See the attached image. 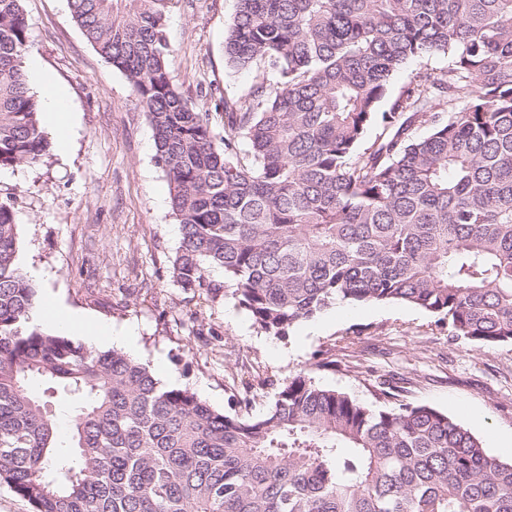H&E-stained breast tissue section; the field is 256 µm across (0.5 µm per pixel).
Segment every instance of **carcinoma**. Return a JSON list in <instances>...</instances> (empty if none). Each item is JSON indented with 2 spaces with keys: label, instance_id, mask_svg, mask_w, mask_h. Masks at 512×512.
<instances>
[{
  "label": "carcinoma",
  "instance_id": "obj_1",
  "mask_svg": "<svg viewBox=\"0 0 512 512\" xmlns=\"http://www.w3.org/2000/svg\"><path fill=\"white\" fill-rule=\"evenodd\" d=\"M174 4L68 0L153 130L181 230L174 282L215 298L223 270L278 339L340 303H401L480 347L512 344V0H237L226 63L262 75L224 101L222 135L169 76ZM28 48L21 0H0V168L48 154ZM426 55L448 64L412 72L382 108ZM18 251L9 195L0 485L30 512H512V461L386 379L372 407L288 375L244 419L121 350L29 326ZM33 378L73 405L66 452Z\"/></svg>",
  "mask_w": 512,
  "mask_h": 512
}]
</instances>
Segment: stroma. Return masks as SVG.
I'll return each mask as SVG.
<instances>
[{"instance_id":"obj_1","label":"stroma","mask_w":512,"mask_h":512,"mask_svg":"<svg viewBox=\"0 0 512 512\" xmlns=\"http://www.w3.org/2000/svg\"><path fill=\"white\" fill-rule=\"evenodd\" d=\"M236 0H177L167 26L173 84L224 129L217 97H243L255 73L224 63ZM29 52L68 92L67 152L44 165L0 168V196L17 198L19 264L39 299L107 325L86 337L107 350L133 331L134 357L166 386L189 388L215 409L258 416L281 379L306 372L320 385L375 403L379 375L406 379L401 401L447 412L488 453L512 459L495 436L512 431V344L492 349L435 327L406 305L343 303L302 322L288 339L257 331L232 296L186 292L171 278L180 243L153 131L126 77L101 58L67 0H23ZM339 361L320 370L317 356ZM358 362V372L344 366ZM251 405H242L244 396Z\"/></svg>"}]
</instances>
